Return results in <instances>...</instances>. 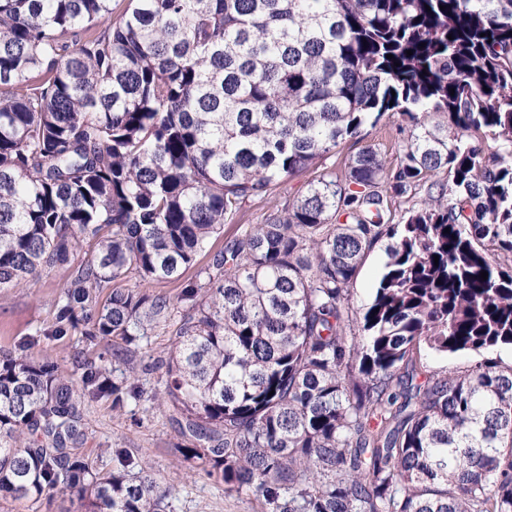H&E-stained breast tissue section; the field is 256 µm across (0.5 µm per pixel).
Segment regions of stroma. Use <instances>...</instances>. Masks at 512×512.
I'll use <instances>...</instances> for the list:
<instances>
[{"instance_id":"35a3bbf8","label":"stroma","mask_w":512,"mask_h":512,"mask_svg":"<svg viewBox=\"0 0 512 512\" xmlns=\"http://www.w3.org/2000/svg\"><path fill=\"white\" fill-rule=\"evenodd\" d=\"M399 124V117L393 116L376 127H364L357 137L337 148L336 164L344 165L349 156L366 147L375 149L387 161H395L405 139ZM92 249L91 241L81 240L70 264L43 272L19 287L0 290V356L22 352L33 361L48 359L62 374L74 379L80 376L83 364L111 359L113 346L108 338L92 339L75 332L32 345L27 342L36 328L52 323L53 301L69 281L73 263ZM173 339L174 325L170 322L157 325L142 339L134 357L143 391L139 400L129 401L120 409L103 399L84 400L86 437L77 447V454L94 470L105 472L113 466L115 449L129 451L171 489L172 512H260L261 505L253 497L225 492L223 484L184 461L180 449L187 441L173 422L171 410L160 407L155 398L166 378ZM0 512H85V507L71 494L58 491L37 501L0 495Z\"/></svg>"}]
</instances>
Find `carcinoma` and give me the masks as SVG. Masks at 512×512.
<instances>
[{
  "instance_id": "1",
  "label": "carcinoma",
  "mask_w": 512,
  "mask_h": 512,
  "mask_svg": "<svg viewBox=\"0 0 512 512\" xmlns=\"http://www.w3.org/2000/svg\"><path fill=\"white\" fill-rule=\"evenodd\" d=\"M128 2L0 0V289L96 245L34 335L111 337L128 363L180 310L164 399L183 455L268 512H512V0ZM395 114V164L327 166ZM306 171L177 302L140 291ZM423 350L479 360L435 372ZM138 396L102 364L77 385L1 357L0 492L167 512L126 451L103 473L74 453L82 399ZM310 176L303 173L289 178L276 189V197L280 199H297L304 196L308 190ZM389 240L382 239L367 254L360 267L359 274L353 285V302L360 307L369 302L372 288L379 277L383 263L386 259L385 248Z\"/></svg>"
}]
</instances>
